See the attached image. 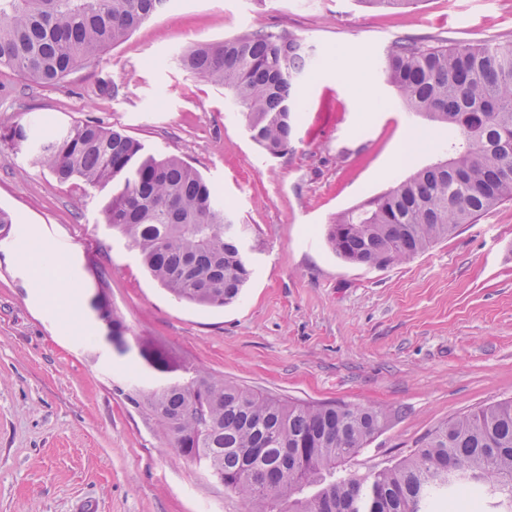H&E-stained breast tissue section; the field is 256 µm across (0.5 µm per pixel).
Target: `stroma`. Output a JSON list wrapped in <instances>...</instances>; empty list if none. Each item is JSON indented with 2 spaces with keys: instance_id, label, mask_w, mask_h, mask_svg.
<instances>
[{
  "instance_id": "obj_1",
  "label": "stroma",
  "mask_w": 512,
  "mask_h": 512,
  "mask_svg": "<svg viewBox=\"0 0 512 512\" xmlns=\"http://www.w3.org/2000/svg\"><path fill=\"white\" fill-rule=\"evenodd\" d=\"M264 26L340 61L301 87L287 153L250 138L223 87L183 69L199 43ZM404 37L512 40V0H169L124 42L62 81L0 68V130L118 126L213 182L260 242L233 305L174 299L104 221L111 188L59 181L0 141V208L17 236L69 251L58 262L65 315L13 245H0V512H247L243 500L169 441L127 395L137 342L185 368L304 403L382 408L384 429L348 462L366 475L409 455L435 427L512 400V200L415 257L386 268L347 263L328 224L441 159L449 128L416 117L377 65ZM106 291L130 350L105 338L92 298Z\"/></svg>"
}]
</instances>
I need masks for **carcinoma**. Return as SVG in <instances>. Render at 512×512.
<instances>
[{"label": "carcinoma", "instance_id": "obj_1", "mask_svg": "<svg viewBox=\"0 0 512 512\" xmlns=\"http://www.w3.org/2000/svg\"><path fill=\"white\" fill-rule=\"evenodd\" d=\"M170 0H0V67L40 84L59 80L124 41ZM181 65L232 92L263 151H288L298 87L315 50L285 31L246 30L200 44ZM385 81L423 119L457 134L446 159L349 208L329 225L341 259L388 267L452 236L512 200V42L496 45L395 41ZM0 139L26 147L32 163L61 181L118 185L105 223L138 251L147 272L180 300L222 307L238 300L258 249L248 225L214 185L176 156L158 157L124 130L72 124L41 137L17 124ZM124 343L127 328L105 294L93 300ZM155 372L129 401L157 424L178 455L220 478L250 512H437L476 487L512 512V400L457 416L430 431L393 467L365 476L342 469L387 424L389 414L344 403H297L186 369L164 349L139 343Z\"/></svg>", "mask_w": 512, "mask_h": 512}]
</instances>
